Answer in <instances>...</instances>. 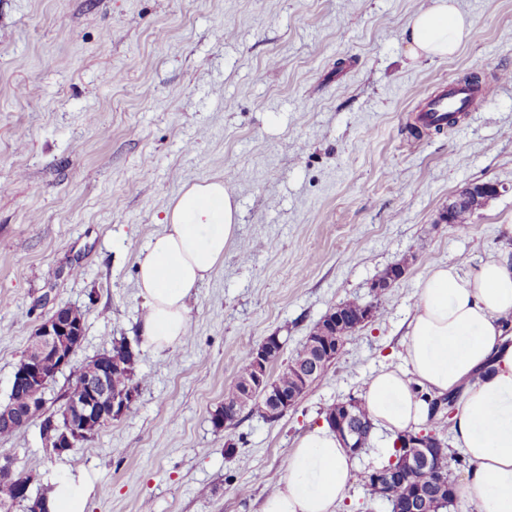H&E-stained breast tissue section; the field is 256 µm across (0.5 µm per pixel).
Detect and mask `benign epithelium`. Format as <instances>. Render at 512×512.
Listing matches in <instances>:
<instances>
[{
  "instance_id": "1",
  "label": "benign epithelium",
  "mask_w": 512,
  "mask_h": 512,
  "mask_svg": "<svg viewBox=\"0 0 512 512\" xmlns=\"http://www.w3.org/2000/svg\"><path fill=\"white\" fill-rule=\"evenodd\" d=\"M501 193L500 185L495 182H474L448 200V210L440 215V221L453 223L454 213L468 206L475 198L481 197L488 201ZM373 306L364 309L349 329L336 331L337 318L328 321L333 329L331 336L313 339L308 343L307 359L296 367L300 389L284 395L264 380L268 360L275 352L283 348L279 336L270 335L254 348L250 367L254 373L253 380L246 385L245 398L242 406H247L255 390L262 391L265 396L266 409L264 414L272 423L278 421L289 409L296 406L308 388L314 383L315 375L320 368L334 363L340 355L344 342L358 328L372 319ZM83 339L81 324L73 320V313L66 307L56 310L52 316L43 320L32 332L22 364L14 371L11 386L15 389L25 388L30 391L27 404L20 408L13 404L0 407V416L27 424L45 415V400L39 399L33 391L40 390L51 381L46 372V361L56 364L61 370L68 366L77 345ZM122 362L109 354L96 358L94 372L80 384L81 398L65 399V414L59 419L51 417L42 422V440L44 447L60 455L76 446L78 441L89 436L88 429L92 426H103L128 413L139 398V392L128 387L121 391L112 390V376L120 370ZM353 414L337 420L336 432L345 447L360 452L355 444L357 430L352 422ZM411 467L423 478L429 480V487H434L430 477L441 468V460L421 451L418 448L407 451L399 466L384 468L375 474V488L392 482L403 474V466Z\"/></svg>"
}]
</instances>
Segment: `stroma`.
<instances>
[{
  "instance_id": "35a3bbf8",
  "label": "stroma",
  "mask_w": 512,
  "mask_h": 512,
  "mask_svg": "<svg viewBox=\"0 0 512 512\" xmlns=\"http://www.w3.org/2000/svg\"><path fill=\"white\" fill-rule=\"evenodd\" d=\"M431 4L0 0V403L62 306L84 316L72 367L124 339L144 383L129 413L66 453L35 423L0 438L30 496L85 471L87 512H259L323 409L401 363L428 269L512 255V0H458L472 27L457 54L414 60L402 31ZM467 72L496 83L485 110L411 137L419 107ZM211 179L235 195L237 238L190 302L188 340L160 354L138 332L136 257L180 189ZM477 180L501 194L467 231L441 223ZM398 263L404 276L374 296ZM355 297L381 318L295 407L213 427L245 347L275 334L289 360Z\"/></svg>"
}]
</instances>
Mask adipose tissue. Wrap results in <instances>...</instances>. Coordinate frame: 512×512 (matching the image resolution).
I'll list each match as a JSON object with an SVG mask.
<instances>
[{
    "instance_id": "ef3b65f1",
    "label": "adipose tissue",
    "mask_w": 512,
    "mask_h": 512,
    "mask_svg": "<svg viewBox=\"0 0 512 512\" xmlns=\"http://www.w3.org/2000/svg\"><path fill=\"white\" fill-rule=\"evenodd\" d=\"M456 0H435L403 31L409 57H447L468 36ZM164 230L137 255L144 301L139 331L157 351L187 338L189 302L224 261L237 237L238 205L223 181L184 187L166 209ZM512 258L493 257L475 272L451 260L419 283L408 323L403 365H386L365 384L362 399L374 430L411 431L428 417L426 395L458 392L450 430L468 458L461 494L481 512H512ZM356 457L328 424L296 442L287 472L260 512H336L358 481ZM95 480L80 473L54 483L47 512H85Z\"/></svg>"
}]
</instances>
